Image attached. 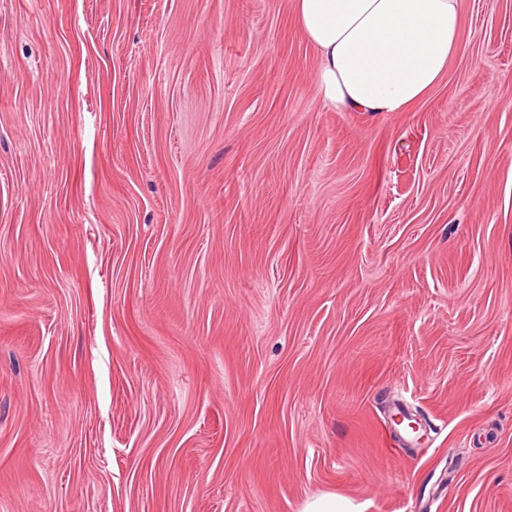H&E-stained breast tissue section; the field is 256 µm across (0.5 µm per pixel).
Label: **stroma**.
Masks as SVG:
<instances>
[{
    "mask_svg": "<svg viewBox=\"0 0 512 512\" xmlns=\"http://www.w3.org/2000/svg\"><path fill=\"white\" fill-rule=\"evenodd\" d=\"M336 112L292 0H0V512H512V0ZM359 505L336 494H321L308 499L303 512H359Z\"/></svg>",
    "mask_w": 512,
    "mask_h": 512,
    "instance_id": "1",
    "label": "stroma"
}]
</instances>
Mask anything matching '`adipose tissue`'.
Returning a JSON list of instances; mask_svg holds the SVG:
<instances>
[{"label":"adipose tissue","mask_w":512,"mask_h":512,"mask_svg":"<svg viewBox=\"0 0 512 512\" xmlns=\"http://www.w3.org/2000/svg\"><path fill=\"white\" fill-rule=\"evenodd\" d=\"M320 64L322 104L404 112L447 74L460 51V0H293Z\"/></svg>","instance_id":"1"}]
</instances>
